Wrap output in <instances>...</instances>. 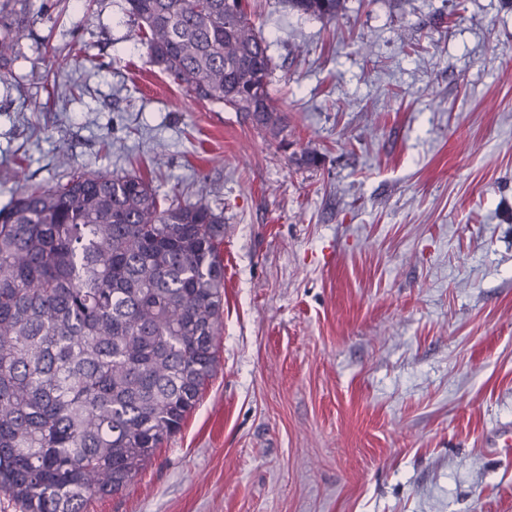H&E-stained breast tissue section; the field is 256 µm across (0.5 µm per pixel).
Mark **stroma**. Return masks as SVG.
Listing matches in <instances>:
<instances>
[{"label":"stroma","instance_id":"35a3bbf8","mask_svg":"<svg viewBox=\"0 0 512 512\" xmlns=\"http://www.w3.org/2000/svg\"><path fill=\"white\" fill-rule=\"evenodd\" d=\"M251 2L284 146L125 0H31L0 77V205L79 167L224 212L217 373L86 512H512V0ZM286 5L301 16L334 21L344 10L345 0H286Z\"/></svg>","mask_w":512,"mask_h":512}]
</instances>
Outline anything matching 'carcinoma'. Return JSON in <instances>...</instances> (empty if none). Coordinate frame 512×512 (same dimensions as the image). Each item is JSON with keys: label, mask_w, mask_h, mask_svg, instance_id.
<instances>
[{"label": "carcinoma", "mask_w": 512, "mask_h": 512, "mask_svg": "<svg viewBox=\"0 0 512 512\" xmlns=\"http://www.w3.org/2000/svg\"><path fill=\"white\" fill-rule=\"evenodd\" d=\"M149 62L194 97L283 131L249 0H126ZM334 21L345 0H286ZM29 0H0V73ZM224 213L166 207L136 173L77 172L0 207V492L84 512L178 433L217 368Z\"/></svg>", "instance_id": "cac0c4a2"}]
</instances>
